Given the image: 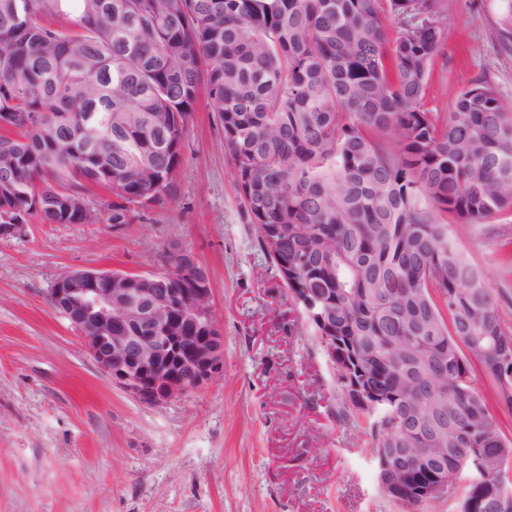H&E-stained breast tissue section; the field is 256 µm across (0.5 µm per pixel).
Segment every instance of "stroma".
Segmentation results:
<instances>
[{"label": "stroma", "instance_id": "obj_1", "mask_svg": "<svg viewBox=\"0 0 512 512\" xmlns=\"http://www.w3.org/2000/svg\"><path fill=\"white\" fill-rule=\"evenodd\" d=\"M447 5L423 109L449 111L479 81L512 101L500 0ZM116 201L97 188L91 222L33 217L0 238V512H404L378 489L367 418L344 405L335 367L243 216L207 99L189 119L172 196L129 205L123 224ZM448 233L498 287L484 227L452 220ZM172 243L209 272L224 368L151 405L98 367L50 295L69 272H158Z\"/></svg>", "mask_w": 512, "mask_h": 512}]
</instances>
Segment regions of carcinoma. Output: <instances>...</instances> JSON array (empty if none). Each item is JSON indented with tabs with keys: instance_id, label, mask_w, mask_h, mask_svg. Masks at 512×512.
Instances as JSON below:
<instances>
[{
	"instance_id": "cac0c4a2",
	"label": "carcinoma",
	"mask_w": 512,
	"mask_h": 512,
	"mask_svg": "<svg viewBox=\"0 0 512 512\" xmlns=\"http://www.w3.org/2000/svg\"><path fill=\"white\" fill-rule=\"evenodd\" d=\"M446 0H0V223L86 224L93 188L171 194L200 95L224 130L246 223L330 352L374 452L413 448L406 492L448 471L459 512H503L512 457L472 359L512 414V104L486 82L421 108ZM512 48V0L499 20ZM482 224L505 278L444 218ZM446 396L444 416L433 403ZM433 448L448 449L438 460ZM467 485L458 494L461 480Z\"/></svg>"
}]
</instances>
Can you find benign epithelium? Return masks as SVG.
Instances as JSON below:
<instances>
[{"label": "benign epithelium", "mask_w": 512, "mask_h": 512, "mask_svg": "<svg viewBox=\"0 0 512 512\" xmlns=\"http://www.w3.org/2000/svg\"><path fill=\"white\" fill-rule=\"evenodd\" d=\"M158 273L129 276L81 271L62 276L51 291L53 307L83 339L89 354L127 391L151 404L209 384L224 366V331L212 312L210 279L196 254L177 243ZM184 291L174 301L169 281ZM154 387L147 393L144 385ZM408 450L381 451L378 485L401 487Z\"/></svg>", "instance_id": "7a95c632"}]
</instances>
